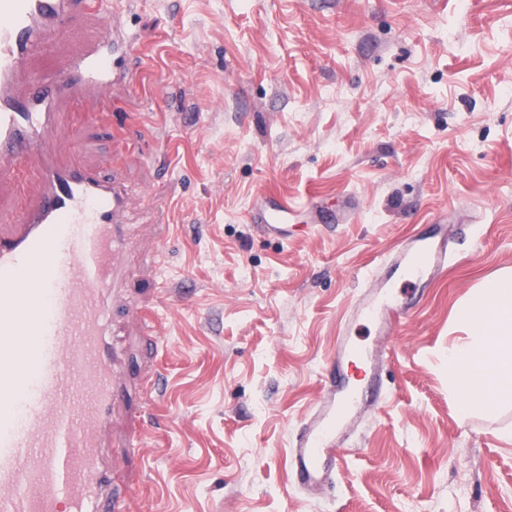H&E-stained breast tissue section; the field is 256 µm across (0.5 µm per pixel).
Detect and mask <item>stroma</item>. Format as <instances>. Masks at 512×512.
Here are the masks:
<instances>
[{"label":"stroma","mask_w":512,"mask_h":512,"mask_svg":"<svg viewBox=\"0 0 512 512\" xmlns=\"http://www.w3.org/2000/svg\"><path fill=\"white\" fill-rule=\"evenodd\" d=\"M123 20L135 47L111 115L56 135L127 182L139 226L112 305V512H512V402L461 420L448 379L468 339L456 305L512 269V0H135ZM101 30L77 15L30 75ZM265 190L358 205L347 224L297 212L282 239L248 221ZM443 214L447 269L396 280L416 306L393 335L356 327L388 347L386 395L335 485L305 498L286 450L360 279Z\"/></svg>","instance_id":"1"}]
</instances>
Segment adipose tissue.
Instances as JSON below:
<instances>
[{
  "label": "adipose tissue",
  "mask_w": 512,
  "mask_h": 512,
  "mask_svg": "<svg viewBox=\"0 0 512 512\" xmlns=\"http://www.w3.org/2000/svg\"><path fill=\"white\" fill-rule=\"evenodd\" d=\"M469 339L448 349L453 380L465 381L461 418L497 408L512 397V273L484 280L455 309Z\"/></svg>",
  "instance_id": "1"
}]
</instances>
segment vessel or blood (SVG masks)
<instances>
[{"label":"vessel or blood","mask_w":512,"mask_h":512,"mask_svg":"<svg viewBox=\"0 0 512 512\" xmlns=\"http://www.w3.org/2000/svg\"><path fill=\"white\" fill-rule=\"evenodd\" d=\"M102 17L103 33L65 63L58 77H28L31 58L50 52L73 12ZM134 45L112 0H0V181L13 184L18 209L0 226V512H102L112 490L103 456L112 408L122 398L109 341L118 255L129 242L130 206L123 183L86 164L60 158L52 132L81 94H99L93 109H112L124 79L117 66ZM40 191L28 197L25 183ZM316 216L314 201L267 196L248 213L259 231L284 236L296 212ZM448 227L415 238L394 256L400 276L420 283L447 265ZM408 298L392 289H363L336 341V370L358 365L377 378L385 355L354 341L355 323L395 329ZM361 388L324 381L287 450L298 489L315 498L336 480L337 448L354 437Z\"/></svg>","instance_id":"vessel-or-blood-1"}]
</instances>
